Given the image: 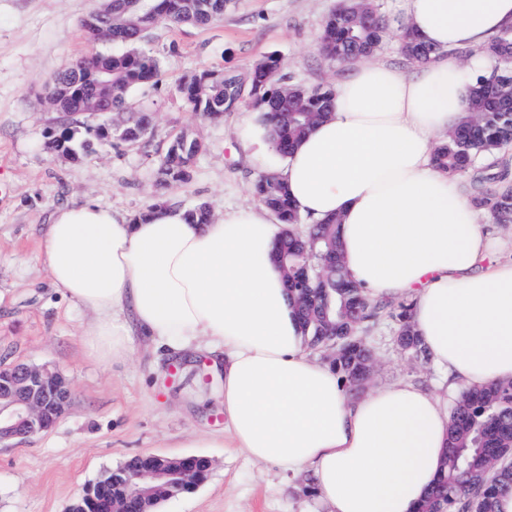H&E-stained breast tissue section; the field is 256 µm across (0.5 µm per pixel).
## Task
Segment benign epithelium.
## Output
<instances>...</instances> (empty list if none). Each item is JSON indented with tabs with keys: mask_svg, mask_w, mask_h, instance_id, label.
<instances>
[{
	"mask_svg": "<svg viewBox=\"0 0 512 512\" xmlns=\"http://www.w3.org/2000/svg\"><path fill=\"white\" fill-rule=\"evenodd\" d=\"M102 81L98 91L85 98L94 113L104 112L107 100ZM69 381L50 367L16 365L0 367V444L18 438L35 437L50 429L72 400ZM148 463L131 469L121 466L102 477L104 485L118 494L99 502V512H155L159 500L154 491L165 486L169 496L194 491L207 478L212 467L206 456L168 457L147 455Z\"/></svg>",
	"mask_w": 512,
	"mask_h": 512,
	"instance_id": "1",
	"label": "benign epithelium"
}]
</instances>
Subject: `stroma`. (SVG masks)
<instances>
[{
  "instance_id": "stroma-1",
  "label": "stroma",
  "mask_w": 512,
  "mask_h": 512,
  "mask_svg": "<svg viewBox=\"0 0 512 512\" xmlns=\"http://www.w3.org/2000/svg\"><path fill=\"white\" fill-rule=\"evenodd\" d=\"M102 2L0 0V365L46 364L73 389L70 406L50 430L0 445V512H67L103 472L147 453L213 461L202 485L163 502L159 512H316L318 495L307 480L226 447L211 357L138 341L126 362L90 360L81 337L86 316L49 279L39 242L60 205L91 200L134 214L152 203L155 153L183 131L195 134L204 150L173 197L187 206L207 203L217 216L257 204L254 181L262 167L279 166L281 159L263 165L243 150V135L257 127L256 112L242 106L218 121L202 120L185 106L177 85L207 67L246 76L272 53L294 81L337 84L345 70L323 60L318 36L339 0H231L218 24L153 28L141 47L161 58L165 76L130 99L152 116L148 143H106L71 162L44 149L56 126L44 85L91 51L81 21ZM393 336L387 320L369 334L377 359L372 387L446 383L433 365L406 360Z\"/></svg>"
}]
</instances>
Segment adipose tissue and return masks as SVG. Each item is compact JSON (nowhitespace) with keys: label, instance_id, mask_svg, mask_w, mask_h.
I'll list each match as a JSON object with an SVG mask.
<instances>
[{"label":"adipose tissue","instance_id":"ef3b65f1","mask_svg":"<svg viewBox=\"0 0 512 512\" xmlns=\"http://www.w3.org/2000/svg\"><path fill=\"white\" fill-rule=\"evenodd\" d=\"M512 27V0H397L406 27L436 48L408 72L355 62L333 108L277 172L305 223L338 218L341 255L367 298L407 299L432 362L453 382L512 380V261L432 152L463 120L477 69L450 55ZM263 206L207 224L176 205L140 219L90 201L57 207L40 260L89 315L91 359L125 360L136 337L205 351L221 367L233 447L311 474L329 512H415L448 443L444 398L414 383L350 396L313 357L273 249L283 232Z\"/></svg>","mask_w":512,"mask_h":512}]
</instances>
